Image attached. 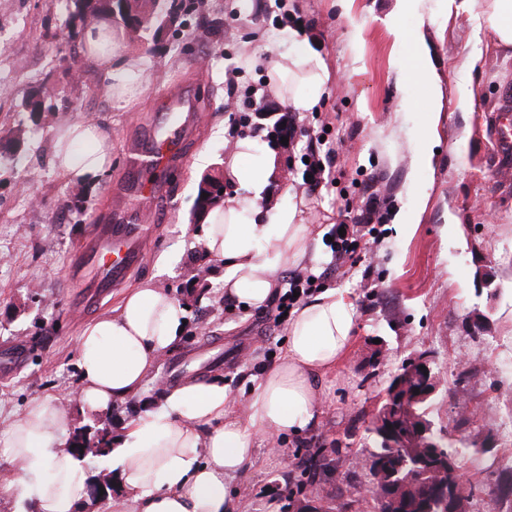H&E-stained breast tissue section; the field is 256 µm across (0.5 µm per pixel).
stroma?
I'll return each instance as SVG.
<instances>
[{
    "label": "stroma",
    "mask_w": 512,
    "mask_h": 512,
    "mask_svg": "<svg viewBox=\"0 0 512 512\" xmlns=\"http://www.w3.org/2000/svg\"><path fill=\"white\" fill-rule=\"evenodd\" d=\"M484 7L483 0H422L416 12L398 10L396 0H201L162 42L130 37L150 82L118 108L101 92L103 74L77 54L80 30L65 24L62 9L50 0H0V354L26 351L21 365L0 374V424L46 399L69 406L74 426L118 431L140 404L107 414L75 405L77 343L84 322L148 280L187 309L184 337L160 357L159 379L186 356L183 378H223L246 400L253 379L282 355L285 326L229 304L221 272L211 273L203 299L186 288L202 234L192 221L197 184L232 150L237 130L274 157V200L287 185L305 192L307 221L323 230L307 267L324 287L347 289L359 312L356 345L325 378L312 435L279 439L278 456L260 446L237 483L249 512H298L368 483L361 462L375 450L371 413L391 374L422 352L440 378L435 429L450 443L463 484L478 488L467 512H512V495L496 490L512 472V184L501 181L488 121L512 87V46L488 25L474 26ZM285 13L308 23L302 37L329 61L330 82L313 111L293 113L283 141L251 102L267 89L268 47ZM396 25L425 31L441 82L431 167L418 157L424 90L409 77L412 61ZM43 83L56 89L51 109L24 112L23 100ZM177 90L196 106L179 156L158 175L173 203L136 202L130 150L146 146L151 115ZM75 119L112 130V170L87 190L80 210L48 153L50 137ZM331 148L338 152L326 165L332 183L309 192L303 161ZM374 198L382 203V234L366 263L340 266L332 230L355 223ZM99 224L145 225L147 242L124 286L89 300L84 291L93 280L80 276L77 257ZM313 435L324 446L307 482L292 461Z\"/></svg>",
    "instance_id": "35a3bbf8"
}]
</instances>
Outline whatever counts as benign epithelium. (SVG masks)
Segmentation results:
<instances>
[{"instance_id":"benign-epithelium-1","label":"benign epithelium","mask_w":512,"mask_h":512,"mask_svg":"<svg viewBox=\"0 0 512 512\" xmlns=\"http://www.w3.org/2000/svg\"><path fill=\"white\" fill-rule=\"evenodd\" d=\"M407 375H397L395 390L409 391L411 402L425 401L432 397L438 388V377L433 368L430 354L424 352L406 363ZM419 394H414V391ZM398 415L391 406L375 411L371 426L378 429L388 443L401 449V463L404 466L419 461L431 474L444 478L439 484V493L448 512H460L457 500V487L448 480V475L455 471L454 462L441 454L436 443L437 433L433 424L422 418L414 419V427L407 431L396 425ZM365 495H374L386 505L389 512H404L405 501L402 499L393 478H385L381 466L375 467V476L371 483L364 486Z\"/></svg>"}]
</instances>
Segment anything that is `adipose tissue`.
Here are the masks:
<instances>
[{"instance_id": "ef3b65f1", "label": "adipose tissue", "mask_w": 512, "mask_h": 512, "mask_svg": "<svg viewBox=\"0 0 512 512\" xmlns=\"http://www.w3.org/2000/svg\"><path fill=\"white\" fill-rule=\"evenodd\" d=\"M108 19L80 35L84 62L108 82L103 91L118 107L126 89L141 83L142 59L127 35L113 37ZM416 65L412 77L435 112L439 86L420 31L396 30ZM270 60L269 92L297 112L311 111L326 92L329 71L322 56L282 29ZM253 139H237L224 156V176L234 193L204 217L199 239L203 261L223 268L224 297L245 307L269 305L281 290V273L317 254L320 234L306 224L303 192L289 189L284 202H268L273 163L257 156ZM55 168L82 187L95 185L112 167V132L77 119L50 143ZM357 306L348 290H323L295 307L278 362L256 380L245 402L222 378L189 379L163 389L160 403L128 419L101 457L116 486L98 512H247L231 489L253 467L260 439L276 446L282 435L314 429L322 415V383L348 359L355 343ZM185 309L165 289L146 281L130 289L112 311L87 322L77 346L81 408L111 412L142 398L160 355L181 339ZM71 412L36 399L0 426V455L13 465L0 480V499L14 512H77L87 497L84 459L68 449Z\"/></svg>"}]
</instances>
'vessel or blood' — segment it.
<instances>
[{
	"label": "vessel or blood",
	"instance_id": "b4317fda",
	"mask_svg": "<svg viewBox=\"0 0 512 512\" xmlns=\"http://www.w3.org/2000/svg\"><path fill=\"white\" fill-rule=\"evenodd\" d=\"M184 93L169 95L161 111L149 121V146L134 149L133 166L137 171L157 169L171 162L187 133L182 117ZM498 163L512 166V93L503 92L496 112L492 114ZM145 247L139 228L129 224H101L89 238L80 256L81 263L92 270L97 288L119 286L138 263Z\"/></svg>",
	"mask_w": 512,
	"mask_h": 512
}]
</instances>
